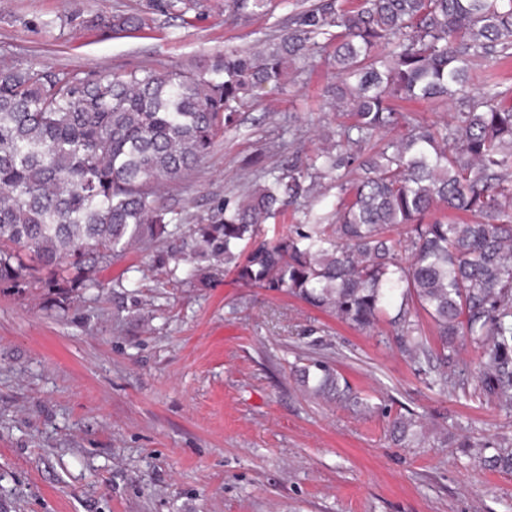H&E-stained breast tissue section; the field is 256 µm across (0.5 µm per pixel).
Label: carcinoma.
Segmentation results:
<instances>
[{
    "label": "carcinoma",
    "instance_id": "cac0c4a2",
    "mask_svg": "<svg viewBox=\"0 0 512 512\" xmlns=\"http://www.w3.org/2000/svg\"><path fill=\"white\" fill-rule=\"evenodd\" d=\"M267 7L224 0V21ZM196 9L144 0L112 15V29L140 30L155 15L186 24ZM323 54L336 71L325 96L345 121L282 171L252 158L262 183L196 226V254L355 329L383 322L415 361L429 358L428 326L441 391L472 379L512 407V88L466 92L473 70L512 58V0H314L259 51L226 49L165 74L0 68V285L94 288L82 276L90 262L174 234L178 213L160 188L207 156L261 91L287 90L289 67ZM414 99L459 108L439 127L414 123L398 111ZM326 180L336 186L328 212L315 209ZM299 206L302 223L262 238V224ZM439 207L457 219L435 217ZM462 339L478 364L450 379ZM299 375L315 395L372 409L325 361ZM416 423L389 420L400 439Z\"/></svg>",
    "mask_w": 512,
    "mask_h": 512
}]
</instances>
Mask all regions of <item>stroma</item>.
Returning a JSON list of instances; mask_svg holds the SVG:
<instances>
[{
  "instance_id": "obj_1",
  "label": "stroma",
  "mask_w": 512,
  "mask_h": 512,
  "mask_svg": "<svg viewBox=\"0 0 512 512\" xmlns=\"http://www.w3.org/2000/svg\"><path fill=\"white\" fill-rule=\"evenodd\" d=\"M139 2L0 0V67L189 69L262 47L312 0H271L235 27L224 0H201L188 25L105 26ZM332 78L321 62L251 100L165 191L179 231L96 263L93 288L0 287V512H512V470L482 462L512 447V407L474 383L441 392L427 361L389 347L387 325L363 333L224 269L201 279L192 258L160 262L254 181L256 151L281 165L322 148ZM310 359L373 411L306 393L293 368ZM408 411L422 435L400 441L386 415Z\"/></svg>"
}]
</instances>
